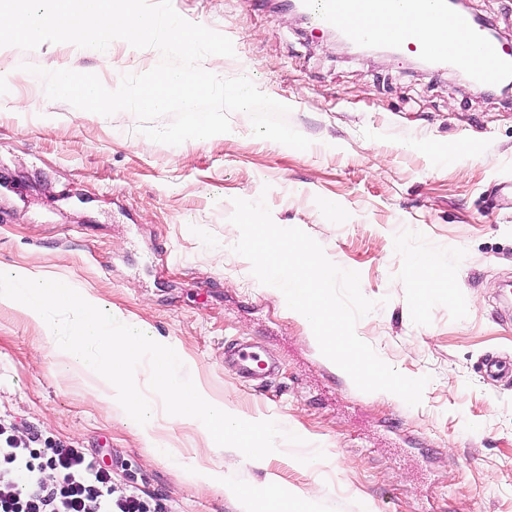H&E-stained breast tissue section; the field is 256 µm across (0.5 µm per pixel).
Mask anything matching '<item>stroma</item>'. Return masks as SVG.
I'll return each instance as SVG.
<instances>
[{
  "instance_id": "1",
  "label": "stroma",
  "mask_w": 512,
  "mask_h": 512,
  "mask_svg": "<svg viewBox=\"0 0 512 512\" xmlns=\"http://www.w3.org/2000/svg\"><path fill=\"white\" fill-rule=\"evenodd\" d=\"M184 19L231 39L221 77L245 76L290 106L312 141L300 151L255 137L248 116L208 144H145L128 111L104 117L49 99L23 64L69 65L116 89L160 54L114 44L102 60L48 44L0 62V270L45 268L90 288L169 343L184 371L246 417L303 437L285 454L244 463L238 478L317 485L323 512H512V98L413 56L360 53L262 0H180ZM265 198L275 223L313 237L359 272L376 306L356 334L410 378L429 376L419 405L365 393L320 352L275 288L233 252L237 198ZM335 200L339 214L323 204ZM434 255L443 288L408 287V262ZM249 338L276 360L255 384L224 361ZM0 423L21 441L82 448L172 512H241L191 470L219 455L195 425L168 424L152 448L129 420L62 377L52 346L0 305ZM319 464L308 470L304 458Z\"/></svg>"
}]
</instances>
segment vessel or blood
<instances>
[{
	"label": "vessel or blood",
	"instance_id": "obj_1",
	"mask_svg": "<svg viewBox=\"0 0 512 512\" xmlns=\"http://www.w3.org/2000/svg\"><path fill=\"white\" fill-rule=\"evenodd\" d=\"M349 0H295V6L314 29H334L354 44L372 40L370 19L384 23L386 40L398 50L420 56H432L429 38L415 26L422 14L433 16L448 32L445 56L455 68L469 73L480 83H496L512 75V48L487 38L470 15L449 9L448 0H363L364 20H351L345 13ZM242 374L264 378L271 367L260 353L249 347L230 346Z\"/></svg>",
	"mask_w": 512,
	"mask_h": 512
}]
</instances>
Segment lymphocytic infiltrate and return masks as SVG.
I'll return each mask as SVG.
<instances>
[{
	"label": "lymphocytic infiltrate",
	"mask_w": 512,
	"mask_h": 512,
	"mask_svg": "<svg viewBox=\"0 0 512 512\" xmlns=\"http://www.w3.org/2000/svg\"><path fill=\"white\" fill-rule=\"evenodd\" d=\"M56 480L46 481L45 471ZM109 472L81 448H0V512H169L139 492L113 496Z\"/></svg>",
	"instance_id": "f902f5d3"
}]
</instances>
